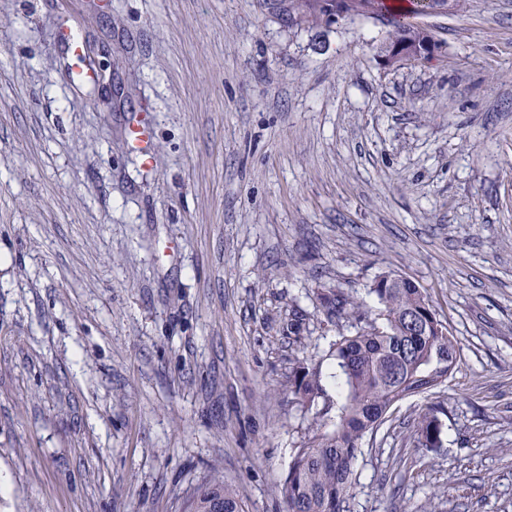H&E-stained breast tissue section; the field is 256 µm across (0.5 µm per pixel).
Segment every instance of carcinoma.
<instances>
[{"instance_id": "1", "label": "carcinoma", "mask_w": 512, "mask_h": 512, "mask_svg": "<svg viewBox=\"0 0 512 512\" xmlns=\"http://www.w3.org/2000/svg\"><path fill=\"white\" fill-rule=\"evenodd\" d=\"M457 8L459 0H408L411 8L392 12L387 0H351L356 16L375 20L391 17L392 31L380 48L417 52L432 39L415 18L443 8ZM336 0H295L288 17L298 23L328 26V6ZM382 306V322L343 292L323 294L328 321L352 320L353 332L334 343L343 401L333 429L319 424L317 433L294 449L288 473L280 486L285 512H351L353 464L367 437L374 435L390 408L412 396L424 395L444 384L457 365V341L443 324L423 291L411 280L386 288H372ZM291 393L302 407L324 395L316 372L300 367ZM438 408L429 406L414 419L417 440L428 436ZM180 512H244L236 488L222 479L204 477L187 493Z\"/></svg>"}]
</instances>
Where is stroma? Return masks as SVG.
I'll list each match as a JSON object with an SVG mask.
<instances>
[{
    "label": "stroma",
    "instance_id": "obj_1",
    "mask_svg": "<svg viewBox=\"0 0 512 512\" xmlns=\"http://www.w3.org/2000/svg\"><path fill=\"white\" fill-rule=\"evenodd\" d=\"M420 22L444 58L387 67L388 22L272 0H0V512H178L210 475L284 512L341 402L321 295L383 272L461 359L365 441L351 512H512V0ZM289 1L291 4H289ZM288 1V17L298 23H304L315 26H324L328 28L326 15L328 14V6L336 2L328 19L333 25L339 24L343 20L352 18L353 14L348 10L346 2L342 0H289ZM296 1L297 3H294ZM292 11V12H291ZM294 15L297 18H294ZM294 18V19H293ZM297 376L291 386V393L301 407H310L322 397L324 389L315 371L304 366L298 367ZM307 369V370H306ZM438 412V408L429 406L414 419L415 435L417 436L418 443H421L422 438L427 437L433 428L434 430L427 441L430 444L439 443L442 427L441 421L436 422L434 427Z\"/></svg>",
    "mask_w": 512,
    "mask_h": 512
}]
</instances>
